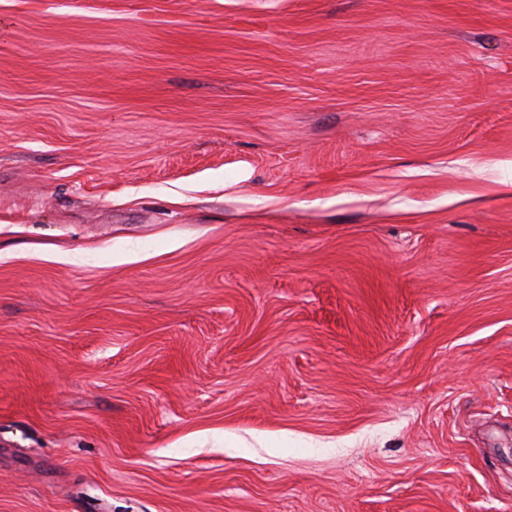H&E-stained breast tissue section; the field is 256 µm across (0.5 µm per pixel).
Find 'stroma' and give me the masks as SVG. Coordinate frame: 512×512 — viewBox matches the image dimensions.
<instances>
[{
	"instance_id": "35a3bbf8",
	"label": "stroma",
	"mask_w": 512,
	"mask_h": 512,
	"mask_svg": "<svg viewBox=\"0 0 512 512\" xmlns=\"http://www.w3.org/2000/svg\"><path fill=\"white\" fill-rule=\"evenodd\" d=\"M512 0H0V512H512Z\"/></svg>"
}]
</instances>
